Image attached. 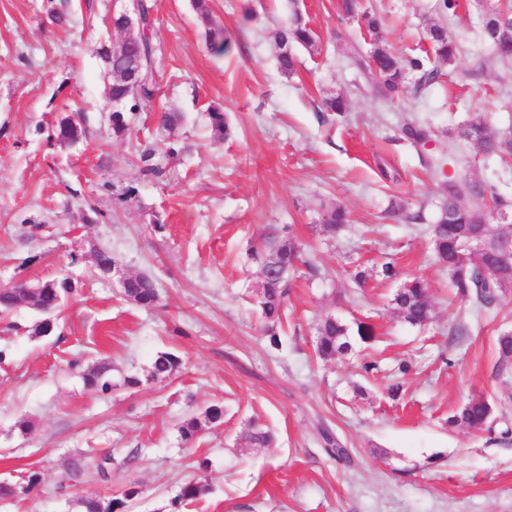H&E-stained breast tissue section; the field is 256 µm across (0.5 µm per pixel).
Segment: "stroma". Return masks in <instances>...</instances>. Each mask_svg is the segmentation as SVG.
<instances>
[{
	"instance_id": "1",
	"label": "stroma",
	"mask_w": 512,
	"mask_h": 512,
	"mask_svg": "<svg viewBox=\"0 0 512 512\" xmlns=\"http://www.w3.org/2000/svg\"><path fill=\"white\" fill-rule=\"evenodd\" d=\"M64 20L48 0H0V282L70 277L77 286L47 337L33 335L37 316L20 307L0 319V480L40 484L0 512H82L87 497L107 500L129 488V512H169L182 484L203 494L183 512H512V441L465 428L449 414L482 393L512 401L491 377L494 336L512 314V292L477 330L455 335L464 308L436 263L426 232L434 223L444 177L471 176L512 197V170L460 144L464 125L483 119L512 126V73L484 68L491 48L479 32L480 7L461 0L449 21L460 53L440 65L438 81L392 100L377 97L351 64L365 36L339 19L341 0H212L230 49L212 55L191 0H153L159 47L157 96L138 113L131 135L113 136L98 49L118 44L108 32L115 0H68ZM385 19L392 50L424 46L438 19L437 0H362ZM314 31L318 53L297 49V71L277 70L275 31L292 10ZM344 95V115L321 100ZM184 113L177 134L185 151L165 163L162 179L136 164L159 107ZM224 111L234 134L218 138L209 108ZM83 113L86 136L57 141L61 117ZM419 118L434 132L421 150L396 139ZM135 188L133 204L118 195ZM407 218L388 215L391 200ZM342 204L346 231L325 239L315 227L325 208ZM422 223V224H423ZM37 232H30V225ZM291 226L312 264L291 283L281 350L269 348L254 307L260 280L251 258L274 230ZM121 259V275H153L158 307L124 295L119 281L94 276L93 251ZM392 258L402 279L419 277L432 293L433 320L404 322L388 306L397 285L354 270ZM371 317L380 371L328 364L313 354L326 316ZM182 360L170 379L154 380L157 353ZM412 362L405 394L386 386L400 361ZM112 367L117 386L102 394L83 374ZM139 380L121 386L123 376ZM224 423L184 445L179 426L214 402ZM30 421L29 430L19 428ZM270 430V448L241 441L250 424ZM327 426L351 458H331L320 442ZM112 458V476L96 464Z\"/></svg>"
}]
</instances>
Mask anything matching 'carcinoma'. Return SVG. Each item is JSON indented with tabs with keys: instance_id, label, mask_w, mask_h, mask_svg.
Returning <instances> with one entry per match:
<instances>
[{
	"instance_id": "carcinoma-1",
	"label": "carcinoma",
	"mask_w": 512,
	"mask_h": 512,
	"mask_svg": "<svg viewBox=\"0 0 512 512\" xmlns=\"http://www.w3.org/2000/svg\"><path fill=\"white\" fill-rule=\"evenodd\" d=\"M192 6L205 26V40L208 50L222 55L227 50L224 28L212 17L210 0H192ZM141 15L140 55L144 65V79L138 86L128 84L124 73L130 66V54L120 49L112 51L103 47L99 54L104 58L111 82L106 95L112 100L125 104L127 111L112 115V134L123 137L129 133L132 115L140 111L142 105L152 101L157 94L155 61L158 47L152 38L154 28L153 6L148 0L139 4ZM342 10L349 20H358L370 36V48L355 52L352 64L364 74L373 90L384 98H390L408 90L412 76H417L414 91L427 87L438 77L437 67L432 61L443 64L453 63L459 46L455 35L451 34L443 21L433 22L426 27V38L433 55L415 54L401 57L395 54L381 35L383 17L380 12L361 10L360 0H342ZM480 33L492 48L491 63L506 66L512 64V0H498L481 12ZM275 43L278 46L277 67L281 74L294 73L297 62L296 48L300 47L313 53L318 44L313 31L298 10H293L289 20L277 29ZM212 129L220 137L230 136L231 130L224 112L212 108L208 112ZM158 126L154 128V138L163 146L165 156L173 158L182 152L180 142L166 139L161 128L177 130L182 115L167 110L157 114ZM430 127L418 120L406 121L400 126V140L415 148H423L430 141ZM460 137L470 145L475 154L493 158L501 165L512 166V136L509 137L490 127L481 119L467 123ZM139 169L142 175L156 178L165 173V166L157 157L154 149H143L139 156ZM446 196L438 206L435 223L429 225L427 234L430 245L441 268L448 277L460 301L470 305L475 311H489L496 307L500 297L512 290V270L500 266L497 255L493 252L477 259L468 248L470 240L477 234L490 237L512 234V221L490 223L492 212L512 214V198L502 193L491 183L476 178H448L445 185ZM348 222L344 207L335 204L325 209L318 231L324 237L333 239L343 231ZM253 259L260 267V285L262 300L258 302L259 313L265 323L270 348L279 350L282 341L277 334V327L286 317V300L289 292V278L299 271V265L306 264L302 257V246L291 234L275 235L263 245L252 250ZM400 275L391 260L380 263L375 276L384 282L396 280ZM125 295L136 304L152 307L159 300L156 281L147 274H138L129 278ZM20 304L18 289L11 284L0 285V316L6 317ZM392 309L406 323L412 326H425L433 319V307L429 284L414 277L398 288L390 299ZM37 305L39 318L33 331L38 336L48 335L49 321L58 317L61 302L52 288H44L38 294ZM316 341L313 350L317 359L331 362L352 353H360L374 343L377 338L375 325L367 319H356L348 324L342 319L329 315L317 324ZM496 361L494 375L500 384L509 386L508 379L500 378L504 367L512 366V333L502 329L494 338ZM180 357L171 352L157 355L151 366V377L166 379L180 367ZM111 368L100 365L90 370L86 383L103 394L112 392L114 384L110 375ZM224 407L213 403L206 407L201 416L191 415L181 424V438L190 442L201 432L203 427H218L223 424ZM503 419L499 412V403L483 394L471 397L467 402L448 416V428H466L474 432H495ZM321 438L327 454L340 461L349 459L347 449L341 447L333 435L322 430ZM248 447H267L273 443L272 434L254 424L243 436ZM203 489L190 481L182 485L179 494L171 501V512L180 509L198 499ZM138 495V490L129 488L120 498L107 502L97 498L81 500L83 512H127L128 502Z\"/></svg>"
}]
</instances>
